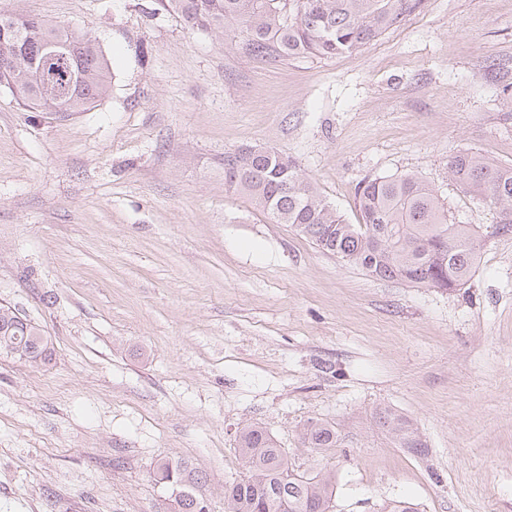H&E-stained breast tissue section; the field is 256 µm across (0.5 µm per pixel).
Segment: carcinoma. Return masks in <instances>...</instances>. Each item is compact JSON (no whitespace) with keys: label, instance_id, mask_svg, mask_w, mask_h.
Instances as JSON below:
<instances>
[{"label":"carcinoma","instance_id":"1","mask_svg":"<svg viewBox=\"0 0 512 512\" xmlns=\"http://www.w3.org/2000/svg\"><path fill=\"white\" fill-rule=\"evenodd\" d=\"M189 31H238L257 58L351 54L420 8L422 0H158ZM111 73L91 40L23 13H0V86L24 107L47 111L43 88L58 89L57 112H84L107 91ZM451 177L499 213L495 233L512 232V167L478 152L448 161ZM224 189L248 195L279 224H289L322 250L376 279L452 291L475 268L482 235L472 224H452L435 191L411 174L375 177L358 187L360 221L349 224L305 179L289 157L244 148L224 153ZM0 353L30 363L51 360L40 330L0 306ZM310 448H334L336 428L307 425ZM238 451L247 474L224 487L227 512H330L335 476L307 477L288 465L259 425L243 428ZM157 481L180 491L178 512H205L201 477L185 462L164 460Z\"/></svg>","mask_w":512,"mask_h":512}]
</instances>
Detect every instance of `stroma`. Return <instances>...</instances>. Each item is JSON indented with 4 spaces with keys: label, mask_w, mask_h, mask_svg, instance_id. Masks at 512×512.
Wrapping results in <instances>:
<instances>
[{
    "label": "stroma",
    "mask_w": 512,
    "mask_h": 512,
    "mask_svg": "<svg viewBox=\"0 0 512 512\" xmlns=\"http://www.w3.org/2000/svg\"><path fill=\"white\" fill-rule=\"evenodd\" d=\"M101 47L113 79L72 115L0 87V306L52 359L0 354V512H176L158 460L203 473L206 512L259 424L332 512H512V233L448 160L512 167V0H423L358 52L262 60L157 0H0ZM269 147L351 224L363 179L413 174L486 228L448 292L379 280L224 190ZM387 408L422 439L403 447ZM338 447L308 448L309 422Z\"/></svg>",
    "instance_id": "1"
}]
</instances>
